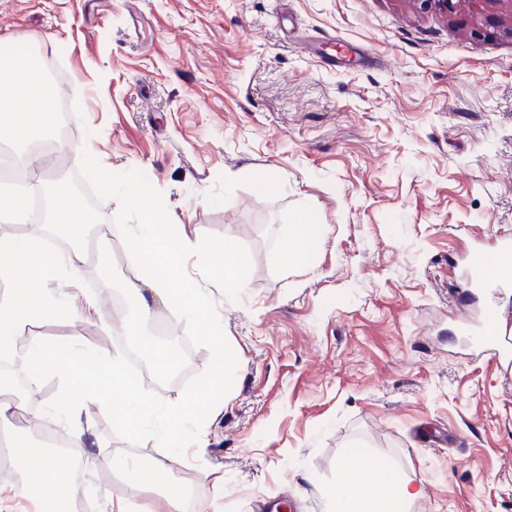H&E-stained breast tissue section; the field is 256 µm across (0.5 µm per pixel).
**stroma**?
<instances>
[{
    "instance_id": "1",
    "label": "stroma",
    "mask_w": 512,
    "mask_h": 512,
    "mask_svg": "<svg viewBox=\"0 0 512 512\" xmlns=\"http://www.w3.org/2000/svg\"><path fill=\"white\" fill-rule=\"evenodd\" d=\"M31 42L59 89L52 124L69 126L46 172L90 187L114 226L134 223L119 195L144 183L165 223L248 271L228 288L220 266L183 264L235 358L213 392L193 319L155 310L182 345L142 389L208 394L192 417L206 455L170 459L92 405L104 461L75 484L84 512L150 499L115 453L170 459L185 512H330L323 490L361 448L420 482L411 512H512V385L464 332L488 301L512 312V291L458 303L470 258L512 239V0H0V51ZM302 212L316 240L285 268ZM77 244L92 263L51 295L100 289L101 311L39 327L130 351L126 242Z\"/></svg>"
}]
</instances>
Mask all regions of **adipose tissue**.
I'll use <instances>...</instances> for the list:
<instances>
[{
  "label": "adipose tissue",
  "mask_w": 512,
  "mask_h": 512,
  "mask_svg": "<svg viewBox=\"0 0 512 512\" xmlns=\"http://www.w3.org/2000/svg\"><path fill=\"white\" fill-rule=\"evenodd\" d=\"M6 69L12 79L0 86V129L12 139L32 143L43 142L51 130V116L57 100L54 86L39 80L31 63L11 60ZM44 187L43 180L31 185H0V223L23 224L29 216L28 204ZM134 210L138 222L129 233L126 259L140 269L136 281L128 285L138 299V308L129 323L130 336H140L143 325L154 316L158 305L178 306L194 320L200 321L202 335L208 336L219 351L214 358L215 377L210 383L220 386L221 375L232 365L231 354L222 353L223 323L207 306L204 293L198 289L177 287L179 260L191 249L184 234L167 232L163 214L154 196L135 182L129 185L123 199ZM88 254L81 248H67L57 253L46 252L42 236L33 234L22 240L0 235V277L10 280V291L0 294V359L22 360L36 379L53 373L61 382L71 383L74 377L90 379L89 387L69 392L59 407L60 432L68 447L82 448L95 437L89 407L105 403L111 407L116 422L152 427L156 439L164 441L172 455H179L187 442L185 418L198 412V399H187L172 405L145 397L132 384L124 385L117 398H109L101 388V380L119 374L121 357L107 351L86 355L81 353V340L72 337L65 343H52L41 336L29 337L26 345L18 338L35 320L65 312L72 321H81L98 311L101 299L88 294L76 295L65 306L48 299L47 282L57 274H65L69 284H78ZM21 403L10 385L0 382V435L10 441L9 455L20 470V483L5 490L0 488V512H12L14 498L27 495L29 489H50V496L40 497L41 512H71L72 488L76 473L66 467L62 455L49 453L43 446L30 443L11 428V419ZM113 469L125 474L134 484L149 483L164 487L165 512H182L185 491L167 481V463L156 460L142 464L116 455ZM370 466L368 456H351L339 466L336 483L327 491L335 512H403L405 505L419 497L411 479H393L374 474L365 479Z\"/></svg>",
  "instance_id": "1"
}]
</instances>
